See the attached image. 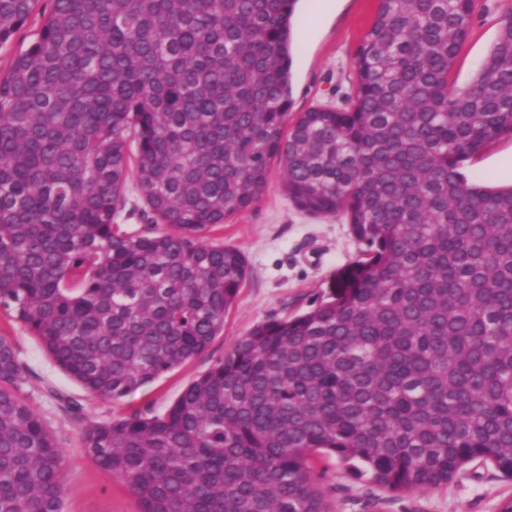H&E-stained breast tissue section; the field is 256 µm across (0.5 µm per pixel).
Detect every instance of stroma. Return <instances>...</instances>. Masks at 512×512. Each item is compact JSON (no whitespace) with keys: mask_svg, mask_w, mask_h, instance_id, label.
Instances as JSON below:
<instances>
[{"mask_svg":"<svg viewBox=\"0 0 512 512\" xmlns=\"http://www.w3.org/2000/svg\"><path fill=\"white\" fill-rule=\"evenodd\" d=\"M377 7L378 0H298L288 123L320 105L345 107L357 88L352 62ZM50 8L51 0H38L26 24L0 47V74L34 42ZM505 8L506 0H472L471 27L452 70L457 85L469 83L479 71L499 33ZM510 160L512 136L503 135L467 161L464 171L474 183L507 187L512 185V171L502 170L501 165ZM207 239L235 247L247 259V276L224 316L222 332L204 352L120 400L87 392L56 366L21 323L0 309V336L11 339L26 367L20 395L65 450L64 479L73 492L64 512H140L137 498L86 455L83 425L136 411L164 413L190 381L223 359L255 325L312 309L338 284L362 249L344 214L313 216L295 207L284 189L283 164L276 157L268 163L267 187L259 200L213 227ZM318 466L333 512H367L375 487L353 477L336 458L321 459ZM511 499L512 481L488 468L480 470L478 478L460 477L436 490L384 496L380 508L382 512H499Z\"/></svg>","mask_w":512,"mask_h":512,"instance_id":"1","label":"stroma"}]
</instances>
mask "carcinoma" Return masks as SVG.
<instances>
[{"label":"carcinoma","mask_w":512,"mask_h":512,"mask_svg":"<svg viewBox=\"0 0 512 512\" xmlns=\"http://www.w3.org/2000/svg\"><path fill=\"white\" fill-rule=\"evenodd\" d=\"M297 0H53L0 76V308L118 401L205 351L247 274L205 242L268 162L366 246L313 309L255 325L162 414L82 428L141 512H331L334 456L395 496L512 479V188L464 164L512 135V4L474 78L471 0H379L346 112L283 127ZM36 0H0V45ZM161 234L116 223L130 165ZM0 336V512H62L65 452Z\"/></svg>","instance_id":"carcinoma-1"}]
</instances>
